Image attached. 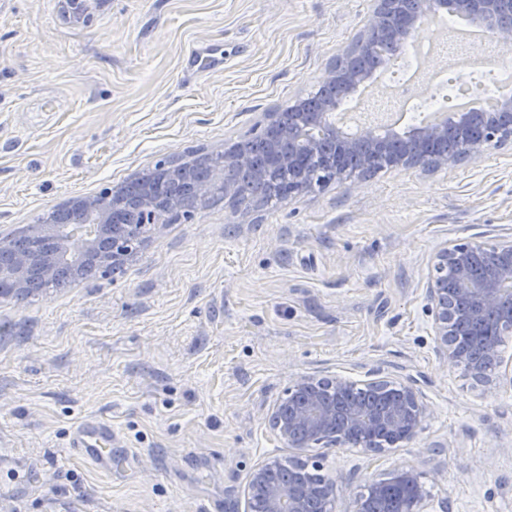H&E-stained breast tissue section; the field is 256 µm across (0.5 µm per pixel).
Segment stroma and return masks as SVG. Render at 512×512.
I'll return each instance as SVG.
<instances>
[{
    "label": "stroma",
    "instance_id": "obj_1",
    "mask_svg": "<svg viewBox=\"0 0 512 512\" xmlns=\"http://www.w3.org/2000/svg\"><path fill=\"white\" fill-rule=\"evenodd\" d=\"M376 0H0V237L189 149L223 151L317 91ZM224 68L183 76L191 44ZM512 238V143L256 210L150 225L120 273L0 298V512H244L250 469L319 462L335 512L414 470L430 512H512V341L489 383L436 352L427 289L453 241ZM415 380L429 414L380 452L286 447L300 376ZM115 463L66 458L79 415Z\"/></svg>",
    "mask_w": 512,
    "mask_h": 512
}]
</instances>
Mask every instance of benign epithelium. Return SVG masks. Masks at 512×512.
<instances>
[{"label":"benign epithelium","mask_w":512,"mask_h":512,"mask_svg":"<svg viewBox=\"0 0 512 512\" xmlns=\"http://www.w3.org/2000/svg\"><path fill=\"white\" fill-rule=\"evenodd\" d=\"M413 0H378L374 15L364 30L358 48L375 50L376 43L393 23L406 25L418 13L411 7ZM434 7H451L477 19L493 33L496 39L512 43V0H421V10ZM366 75L358 70L333 67L324 81L325 92L319 98H304L290 107L291 122L285 124L278 112L265 113V121L258 138L269 155L273 169L293 170L305 163L316 166L332 165L333 179L341 183L347 179L345 158L355 155L364 160L372 152L386 155L391 166L442 167L450 162L448 154L433 156L425 163V148L448 139V127H422L410 142L396 141L381 136L374 129L363 130L359 137L350 140L334 126L321 124L325 114L336 109V90L343 93L362 82ZM451 124L461 130L473 129V134L463 140V149L472 156L483 155L488 148L507 139L512 140V96L499 112H467L453 114ZM251 168L256 179L263 180L268 170L255 163L254 155L242 149L224 151V164L208 170L190 186L196 200H205L213 186L224 187V194H237V184L231 173ZM159 187L147 186L140 190L139 202L143 213L152 212L158 202ZM80 210L100 226L101 236L83 244L84 255L98 261L100 268L117 267L125 253L119 245H111L115 223L122 215L123 201L112 196V205L103 201V194L83 198ZM65 224H42L38 237L46 243H61ZM436 276L428 287V299L434 316L437 351L451 365L464 367L477 382L487 380L480 354L464 351L448 336V329L461 322L481 323L495 317L503 303L512 298V290L505 291L504 284L512 283V240L476 244L455 242L436 256ZM57 266L42 263L36 254L13 237L0 238V279L8 280L20 289L34 277L53 278ZM351 383L342 378L316 379L298 377L288 388L287 396L278 399L268 410L269 423L276 435L290 448H309L321 444L327 448L340 443L356 441L362 446L363 438L377 427L390 429L402 442L415 439L422 430L427 416V405L412 380L398 384V395L379 414L364 408H344L324 399L323 393L338 396L349 392ZM283 469L277 460L255 465L249 473L246 490V512H310L312 504L319 512H335L336 482L331 479L317 485L303 483L284 485L273 480ZM394 482L411 489L408 512H425L427 493L412 470L399 471Z\"/></svg>","instance_id":"benign-epithelium-1"}]
</instances>
